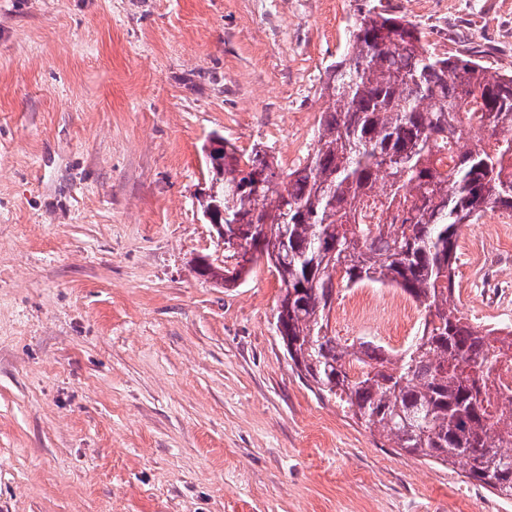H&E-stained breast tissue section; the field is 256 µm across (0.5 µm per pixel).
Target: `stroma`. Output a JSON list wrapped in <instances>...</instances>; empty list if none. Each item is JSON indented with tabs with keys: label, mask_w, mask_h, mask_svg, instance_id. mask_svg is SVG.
Here are the masks:
<instances>
[{
	"label": "stroma",
	"mask_w": 512,
	"mask_h": 512,
	"mask_svg": "<svg viewBox=\"0 0 512 512\" xmlns=\"http://www.w3.org/2000/svg\"><path fill=\"white\" fill-rule=\"evenodd\" d=\"M437 53L512 70V0H0V512H512V499L383 446L292 369L281 283L200 277L206 148L314 145L326 71L368 10ZM463 229L453 301L512 321V213ZM328 331L394 351L422 314Z\"/></svg>",
	"instance_id": "1"
}]
</instances>
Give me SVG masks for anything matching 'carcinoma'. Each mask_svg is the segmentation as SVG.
I'll use <instances>...</instances> for the list:
<instances>
[{
  "mask_svg": "<svg viewBox=\"0 0 512 512\" xmlns=\"http://www.w3.org/2000/svg\"><path fill=\"white\" fill-rule=\"evenodd\" d=\"M325 91L303 163L284 173L264 149L209 155L199 208L237 225L253 261L274 268L284 285L277 331L318 396L344 403L388 447L459 462L512 499V411L490 384L512 328L474 325L452 301L462 227L512 212V71L440 56L410 22L369 11ZM448 144L444 166L436 155ZM198 272L229 287L247 270ZM365 283L395 286L420 309L421 334L406 349L350 351L326 333L337 288Z\"/></svg>",
  "mask_w": 512,
  "mask_h": 512,
  "instance_id": "obj_1",
  "label": "carcinoma"
}]
</instances>
